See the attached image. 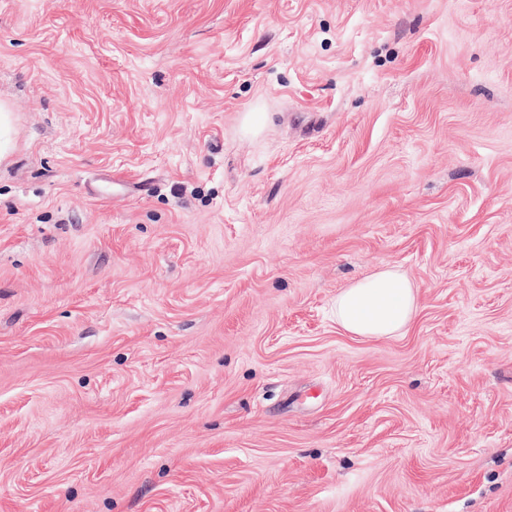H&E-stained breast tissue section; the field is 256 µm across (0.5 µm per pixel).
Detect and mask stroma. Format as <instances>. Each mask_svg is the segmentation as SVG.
<instances>
[{"label": "stroma", "mask_w": 512, "mask_h": 512, "mask_svg": "<svg viewBox=\"0 0 512 512\" xmlns=\"http://www.w3.org/2000/svg\"><path fill=\"white\" fill-rule=\"evenodd\" d=\"M0 103V512H512V0H0ZM418 310L416 286L398 267L385 266L341 289L331 315L348 334L386 339L405 335Z\"/></svg>", "instance_id": "stroma-1"}]
</instances>
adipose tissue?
I'll list each match as a JSON object with an SVG mask.
<instances>
[{
  "instance_id": "adipose-tissue-1",
  "label": "adipose tissue",
  "mask_w": 512,
  "mask_h": 512,
  "mask_svg": "<svg viewBox=\"0 0 512 512\" xmlns=\"http://www.w3.org/2000/svg\"><path fill=\"white\" fill-rule=\"evenodd\" d=\"M419 310L418 290L395 266H386L341 289L331 306L337 326L368 339L405 335Z\"/></svg>"
}]
</instances>
